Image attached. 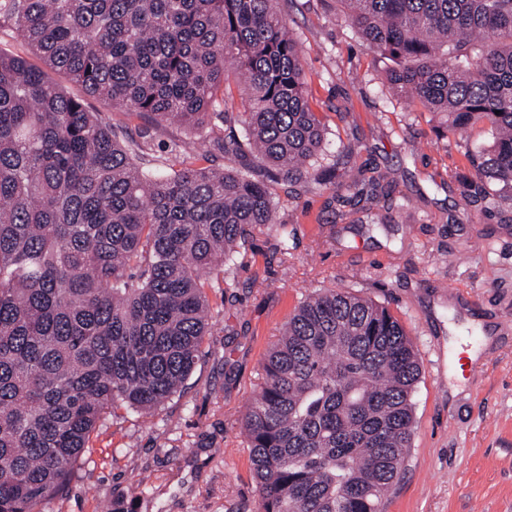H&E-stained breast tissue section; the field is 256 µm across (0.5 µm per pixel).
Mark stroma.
<instances>
[{"mask_svg":"<svg viewBox=\"0 0 512 512\" xmlns=\"http://www.w3.org/2000/svg\"><path fill=\"white\" fill-rule=\"evenodd\" d=\"M302 47L306 92L325 146L306 183L277 187L276 229L253 230L224 287L211 288L212 328L181 391L148 414L124 412L92 437L62 496L40 512H258L244 416L262 360L294 307L340 289L370 299L404 326L422 366L412 446L382 512H512V188L485 195L470 161L491 136L448 130L409 105L384 65L336 10V0H284ZM49 79L108 120L147 160L192 142L185 128L146 129L144 117L89 96L68 76ZM381 188L351 200L358 170ZM287 248H280V239ZM495 324L463 391L449 399L452 345Z\"/></svg>","mask_w":512,"mask_h":512,"instance_id":"stroma-1","label":"stroma"}]
</instances>
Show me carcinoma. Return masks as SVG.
Wrapping results in <instances>:
<instances>
[{
  "mask_svg": "<svg viewBox=\"0 0 512 512\" xmlns=\"http://www.w3.org/2000/svg\"><path fill=\"white\" fill-rule=\"evenodd\" d=\"M394 89L465 133L512 187V0H336ZM7 27L91 95L178 123L239 166L185 148L161 170L139 143L24 57L0 51V512L66 492L118 411L167 403L192 373L219 275L276 223L273 183L307 181L325 130L280 0H0ZM247 94L235 104L230 76ZM239 106L246 142L207 130ZM266 168L257 174L241 159ZM244 426L259 512H381L411 447L421 364L385 307L329 289L264 356Z\"/></svg>",
  "mask_w": 512,
  "mask_h": 512,
  "instance_id": "obj_1",
  "label": "carcinoma"
}]
</instances>
